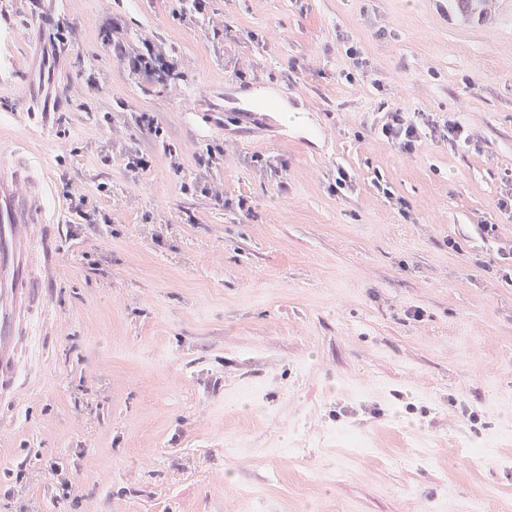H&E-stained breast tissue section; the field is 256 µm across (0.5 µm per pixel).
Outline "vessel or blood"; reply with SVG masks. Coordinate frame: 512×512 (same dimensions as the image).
<instances>
[{"instance_id": "obj_1", "label": "vessel or blood", "mask_w": 512, "mask_h": 512, "mask_svg": "<svg viewBox=\"0 0 512 512\" xmlns=\"http://www.w3.org/2000/svg\"><path fill=\"white\" fill-rule=\"evenodd\" d=\"M43 175L24 152L0 151V408L13 406L24 389L33 321L45 309L40 276L50 259L53 214Z\"/></svg>"}]
</instances>
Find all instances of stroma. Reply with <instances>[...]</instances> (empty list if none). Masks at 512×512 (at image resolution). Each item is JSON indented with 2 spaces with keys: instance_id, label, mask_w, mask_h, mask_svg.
<instances>
[{
  "instance_id": "35a3bbf8",
  "label": "stroma",
  "mask_w": 512,
  "mask_h": 512,
  "mask_svg": "<svg viewBox=\"0 0 512 512\" xmlns=\"http://www.w3.org/2000/svg\"><path fill=\"white\" fill-rule=\"evenodd\" d=\"M114 2L0 0V148L59 219L0 432L14 512H512V0ZM115 24L178 84L113 59ZM254 82L299 122L223 113ZM393 106L469 139L399 151ZM103 41L112 57L125 64L135 75L160 82L180 79L181 72L178 71L177 61L161 45L149 38H141L133 46L118 32H107Z\"/></svg>"
}]
</instances>
